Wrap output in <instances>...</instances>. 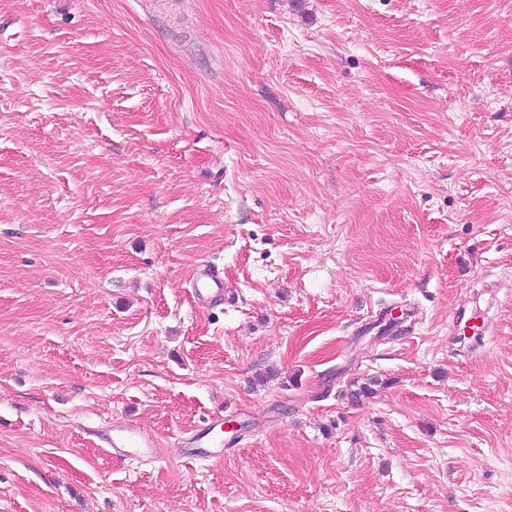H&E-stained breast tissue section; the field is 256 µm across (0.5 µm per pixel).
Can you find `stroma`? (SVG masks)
<instances>
[{
	"mask_svg": "<svg viewBox=\"0 0 512 512\" xmlns=\"http://www.w3.org/2000/svg\"><path fill=\"white\" fill-rule=\"evenodd\" d=\"M0 512H512V0H0ZM192 294L198 304H205L208 302L213 293L222 291L223 283L218 275L210 277L193 278L191 282ZM223 425L224 418L221 415H212L205 419L194 433L182 437L179 443L183 457L193 461L222 459L224 452L235 448L238 443L230 441L224 449ZM102 434L104 452L112 458L149 460L157 457L154 437L130 421L114 420Z\"/></svg>",
	"mask_w": 512,
	"mask_h": 512,
	"instance_id": "35a3bbf8",
	"label": "stroma"
}]
</instances>
